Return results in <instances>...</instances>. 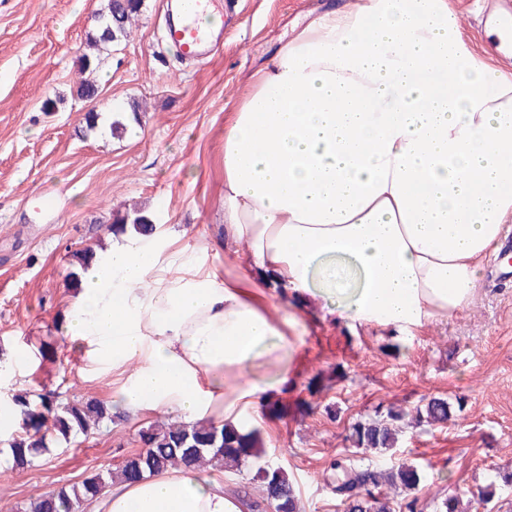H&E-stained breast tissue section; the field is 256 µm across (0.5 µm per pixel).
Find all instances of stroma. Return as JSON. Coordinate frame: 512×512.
<instances>
[{"label": "stroma", "mask_w": 512, "mask_h": 512, "mask_svg": "<svg viewBox=\"0 0 512 512\" xmlns=\"http://www.w3.org/2000/svg\"><path fill=\"white\" fill-rule=\"evenodd\" d=\"M105 0H0V348L14 354V376L0 388L38 384L66 395L119 402L120 374L95 372L67 316L71 251L105 243L106 227L133 210L150 216L158 237L194 253L222 236L224 128L251 75L268 65L293 28L340 0H234L223 16L224 42L199 64L162 39L164 0H144L128 38L113 46L91 100L77 98L93 16ZM53 111H45L46 101ZM140 106L137 132H86L87 113ZM55 209L38 208L42 196ZM272 320L286 329L293 360L287 382L257 359L247 377L266 383L269 400L306 401L313 413L260 421L265 459L283 467L306 512H343L325 488L328 463L350 454V428L391 405L411 410L442 397L458 404L445 425L408 427L393 456L417 464L421 503L475 491L491 470L512 471V283L482 275L474 304L410 336L341 319L327 298L304 302L269 290ZM48 344L51 356H32ZM335 371L332 388L310 394L308 380ZM169 417L124 414L93 438L44 455L31 467H0V512L30 497L116 468L138 450L136 435Z\"/></svg>", "instance_id": "35a3bbf8"}]
</instances>
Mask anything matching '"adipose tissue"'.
<instances>
[{"mask_svg": "<svg viewBox=\"0 0 512 512\" xmlns=\"http://www.w3.org/2000/svg\"><path fill=\"white\" fill-rule=\"evenodd\" d=\"M224 241L237 282L128 233L81 275L68 330L127 370L131 416H261L245 375L285 339L263 289L410 334L471 306L512 223V76L469 46L448 0H350L297 25L224 131ZM192 469L115 484L94 512H246Z\"/></svg>", "mask_w": 512, "mask_h": 512, "instance_id": "1", "label": "adipose tissue"}]
</instances>
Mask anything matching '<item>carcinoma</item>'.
<instances>
[{"label": "carcinoma", "mask_w": 512, "mask_h": 512, "mask_svg": "<svg viewBox=\"0 0 512 512\" xmlns=\"http://www.w3.org/2000/svg\"><path fill=\"white\" fill-rule=\"evenodd\" d=\"M143 0H106L104 8L95 18L88 46L91 54L80 58V69L95 71L100 68L101 52L107 46L126 39L130 27L141 14ZM114 234L133 230L151 234L155 225L139 210L125 214L108 225ZM94 250L85 247L71 252L69 286L79 285L78 271L92 261ZM5 404L18 415L16 429L3 440L12 467L24 469L49 451L50 443L62 440L68 444H81L93 431L112 422V404L93 396L63 398L55 391L35 389L10 391L4 395ZM453 417L447 400L433 398L416 408L411 418L400 411L388 409L373 417L359 420L352 426L349 440L354 447L351 457L329 463L326 472L327 487L336 499H347L353 504L351 512H394L407 509L415 512L416 497L399 502L395 492H414L423 475L413 462L404 460L390 463L382 460L363 462L359 455L374 452L380 455L391 452L397 442L398 432L405 423L420 426L445 424ZM141 450L126 456L119 469L101 471L85 477L72 485L43 492L29 500L26 512H83L97 499L109 483L135 482L137 479L158 474L169 469H199L205 465L232 470L244 475V469L265 456L262 441L254 431H246L230 424L221 426L206 420L185 423L171 421L152 424L138 431ZM245 448L244 455L233 452ZM257 475L262 483V496L255 499L251 493V481L240 482L239 492L251 500L253 512H262V503L279 494L288 503V512H303L300 500L290 486L287 472L280 466L266 464L258 467ZM462 498L448 495L433 503L434 512H461Z\"/></svg>", "instance_id": "cac0c4a2"}]
</instances>
